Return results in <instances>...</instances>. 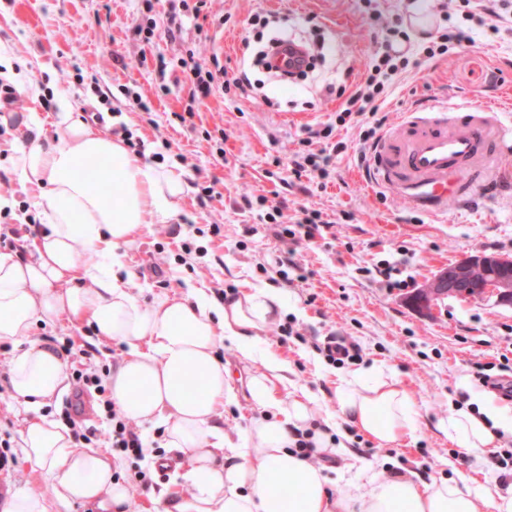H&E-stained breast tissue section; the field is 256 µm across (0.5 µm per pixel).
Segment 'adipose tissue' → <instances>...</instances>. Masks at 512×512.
Here are the masks:
<instances>
[{
	"instance_id": "obj_1",
	"label": "adipose tissue",
	"mask_w": 512,
	"mask_h": 512,
	"mask_svg": "<svg viewBox=\"0 0 512 512\" xmlns=\"http://www.w3.org/2000/svg\"><path fill=\"white\" fill-rule=\"evenodd\" d=\"M58 104L54 134H45L39 113H28L29 135L11 157L12 172L43 226L34 259L0 252V342L21 348L11 364L16 400L35 411L63 392L67 360L31 332L35 324L65 317L127 345L107 378L113 403L132 423L164 426L168 447L188 462L190 494L159 493L160 512H512V486L446 476L419 482L351 455L325 431L312 441L317 450L330 448L344 459L337 478L296 454L297 431L320 417L327 427L340 421L384 445L414 438L419 403L395 377H373L364 368L339 377L333 414L323 415L313 397H282L278 385L287 365L257 352L266 326L287 312L280 291L259 287L221 302L192 287L183 296L163 293L142 305L125 275L124 250L146 225L181 214L187 172L146 160L125 140L86 126L67 98ZM79 248L90 255L89 264H76ZM226 340L239 357L262 364L247 383L257 414L233 438L221 425L225 405L237 401L231 371L216 354ZM188 369L197 377L193 390L183 382ZM437 428L472 452L478 469L496 429L512 431V417L496 410L479 417L452 406ZM19 437L25 460L52 482L58 501L103 507L133 498V486L114 479L125 466L122 456L72 448L51 421L30 422ZM362 485L367 491L361 495Z\"/></svg>"
}]
</instances>
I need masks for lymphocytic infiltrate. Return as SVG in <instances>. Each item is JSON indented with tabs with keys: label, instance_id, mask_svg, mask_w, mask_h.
<instances>
[{
	"label": "lymphocytic infiltrate",
	"instance_id": "lymphocytic-infiltrate-1",
	"mask_svg": "<svg viewBox=\"0 0 512 512\" xmlns=\"http://www.w3.org/2000/svg\"><path fill=\"white\" fill-rule=\"evenodd\" d=\"M460 21L438 27L435 35L423 43L412 42L408 19L403 14H395L391 23L385 26V35L373 53L363 77L355 82L336 111L335 123L310 130L308 137L301 139V148L294 155L291 171L295 177L309 180H325L331 175L338 155L345 153L348 145L333 141L336 126L347 124L358 126L363 141H374L384 121L379 112L393 86L410 69L419 67L422 62L443 58L450 51L471 45L476 28L493 35L512 33V0H458ZM185 71L191 85V99L204 102L212 95L214 88L246 94L250 87L246 73L227 77L223 65L206 67L200 63L186 65ZM329 141L326 149L313 150L314 140ZM300 216L293 224H285L281 208H274L267 216L275 238L281 244L280 266L291 264L295 248L300 242L314 241L331 228V221L325 220L321 210L300 207ZM103 418L106 422V441L110 447L134 457H142L143 444L140 434L133 424L124 419L112 401H104Z\"/></svg>",
	"mask_w": 512,
	"mask_h": 512
}]
</instances>
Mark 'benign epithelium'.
Here are the masks:
<instances>
[{"label": "benign epithelium", "mask_w": 512, "mask_h": 512, "mask_svg": "<svg viewBox=\"0 0 512 512\" xmlns=\"http://www.w3.org/2000/svg\"><path fill=\"white\" fill-rule=\"evenodd\" d=\"M448 297L492 300L512 307V255L483 252L465 255L416 288L407 303L419 313L429 315Z\"/></svg>", "instance_id": "7a95c632"}]
</instances>
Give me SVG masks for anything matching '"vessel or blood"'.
<instances>
[{"label":"vessel or blood","instance_id":"b4317fda","mask_svg":"<svg viewBox=\"0 0 512 512\" xmlns=\"http://www.w3.org/2000/svg\"><path fill=\"white\" fill-rule=\"evenodd\" d=\"M270 62L289 76L305 71L310 57L291 39L280 41ZM512 146V122L498 106L460 101L407 112L396 132L372 145L374 185L425 211L442 210L449 198L467 196L466 183L485 172L490 152Z\"/></svg>","mask_w":512,"mask_h":512}]
</instances>
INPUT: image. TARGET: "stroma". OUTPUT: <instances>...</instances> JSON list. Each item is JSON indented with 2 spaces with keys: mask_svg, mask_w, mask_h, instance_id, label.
<instances>
[{
  "mask_svg": "<svg viewBox=\"0 0 512 512\" xmlns=\"http://www.w3.org/2000/svg\"><path fill=\"white\" fill-rule=\"evenodd\" d=\"M141 9L140 0H0V43L13 48L15 69L25 83L40 90L0 107L5 118L22 117L32 108L41 112L46 132H53L57 98L63 95L76 116L102 113L141 151L178 161L195 175L182 205L183 222L147 225L126 250L140 301L150 304L158 292L157 278L149 272L154 264L173 295L183 293L188 281L209 294L219 283L239 295L254 286L281 289L295 306L282 319L294 334L279 339L270 325L262 338L264 348L288 364L287 390L307 392L331 411L339 376L376 366L397 375L420 404L416 440L405 445L381 448L340 424V440L358 457L389 460L391 468L428 482L445 474L497 480L491 466L473 472L436 424L452 404L487 405L512 414V401L474 377L477 365L512 359V307L450 297L425 316L406 299L411 289L464 255L512 253V191L482 186L470 198L449 200L439 215L413 210L403 197L368 184L360 157L369 147L355 127L337 130V139L349 149L326 185L304 192L282 183L300 139L308 129L334 121L337 90L363 75L374 50L370 13L385 20L407 9L423 16L426 0H208L207 9L184 19L172 36L167 15L157 11L158 36L149 44L135 32ZM283 27L323 53L315 72L291 85L242 66L244 44L259 47ZM191 49L200 60L219 57L228 73L246 71L252 89L244 97L215 91L197 107L189 128L178 119L190 103V84L178 60ZM161 55L169 62L163 72L156 67ZM509 55L512 43L481 37L475 45L423 63L400 79L385 102V128L395 127L403 112L418 104L444 99L498 103L512 120V66L504 62ZM138 96L148 111L133 106ZM205 180L213 183L214 197L202 193ZM245 194L266 196L272 205L287 197L289 217L299 204L310 203L332 221L326 238L297 254L307 279L287 283L277 277L278 243L261 226L257 210L243 207ZM193 224L224 227L222 236L197 238L206 254L183 253L181 244ZM390 265L394 279L407 281V288L374 282L373 270ZM330 336L355 345L357 356L330 363L319 350ZM99 399L98 393L79 395L71 389L35 414L56 422L63 407L74 403L80 422L95 427ZM35 414L11 392L0 393V436L7 437V453L14 458L8 473L0 474V508L16 486L27 483L50 501L51 512H97L56 503L50 481L27 468L19 431ZM185 471L181 463L164 472L131 457L115 478L136 488L133 512H155L152 494H189Z\"/></svg>",
  "mask_w": 512,
  "mask_h": 512,
  "instance_id": "35a3bbf8",
  "label": "stroma"
}]
</instances>
